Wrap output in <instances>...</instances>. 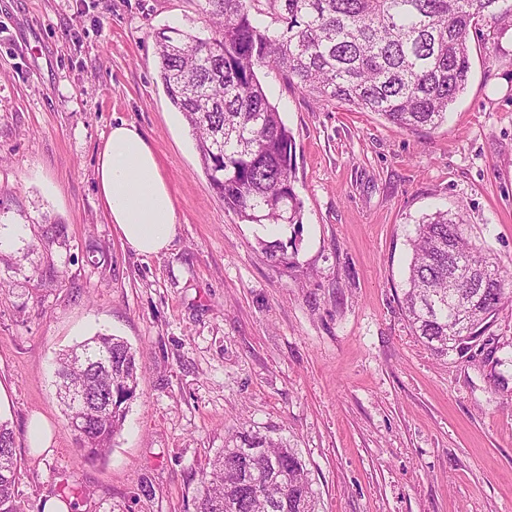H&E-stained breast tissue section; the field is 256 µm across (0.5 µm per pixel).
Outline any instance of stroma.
<instances>
[{
    "label": "stroma",
    "mask_w": 512,
    "mask_h": 512,
    "mask_svg": "<svg viewBox=\"0 0 512 512\" xmlns=\"http://www.w3.org/2000/svg\"><path fill=\"white\" fill-rule=\"evenodd\" d=\"M203 0H0V419L16 434V494L42 512H195L202 472L239 431L287 442L318 512H512V307L493 356L437 358L402 309L418 222L460 213L512 270V30L474 55L438 128L409 131L257 75L295 140L302 221L263 227L224 209L159 77L154 34L207 27ZM153 147L176 207L170 247L124 246L95 167L112 124ZM67 247L26 254L35 226ZM279 245L271 256L270 245ZM65 271L62 286L31 280ZM106 331L143 373L111 450L65 428L63 349ZM42 416L49 447L28 423ZM65 226L61 224L51 223V224H45L41 227V233L38 236L36 243L33 242L28 246V253L34 252L35 250H38V247H45L46 245L50 246L57 243L59 245H66V236H65ZM27 253V254H28Z\"/></svg>",
    "instance_id": "obj_1"
}]
</instances>
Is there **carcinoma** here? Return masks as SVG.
I'll use <instances>...</instances> for the list:
<instances>
[{
  "label": "carcinoma",
  "instance_id": "1",
  "mask_svg": "<svg viewBox=\"0 0 512 512\" xmlns=\"http://www.w3.org/2000/svg\"><path fill=\"white\" fill-rule=\"evenodd\" d=\"M209 36L178 28L155 35L160 78L195 135L206 176L224 209L248 224H299L292 132L257 77L275 67L322 101L376 112L407 130L436 128L466 89L471 36L483 41L512 27V0H204ZM265 14L262 27L255 15ZM65 226L41 227L28 246L62 245ZM403 307L419 338L438 357L462 359L494 342L493 319L512 304V272L473 243L462 216L438 210L417 224ZM106 358L112 372L94 361ZM139 363L109 333L76 343L59 358L64 391L87 394L75 440L86 456L112 447L136 396ZM202 473L196 512H316L309 471L287 445L245 431ZM20 461L9 423L0 421V512H24L16 500ZM261 496L244 487L247 472Z\"/></svg>",
  "mask_w": 512,
  "mask_h": 512
}]
</instances>
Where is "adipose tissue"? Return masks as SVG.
I'll return each instance as SVG.
<instances>
[{"instance_id": "1", "label": "adipose tissue", "mask_w": 512, "mask_h": 512, "mask_svg": "<svg viewBox=\"0 0 512 512\" xmlns=\"http://www.w3.org/2000/svg\"><path fill=\"white\" fill-rule=\"evenodd\" d=\"M96 186L124 245L139 254L167 249L175 207L157 158L134 123L114 124L96 166Z\"/></svg>"}]
</instances>
